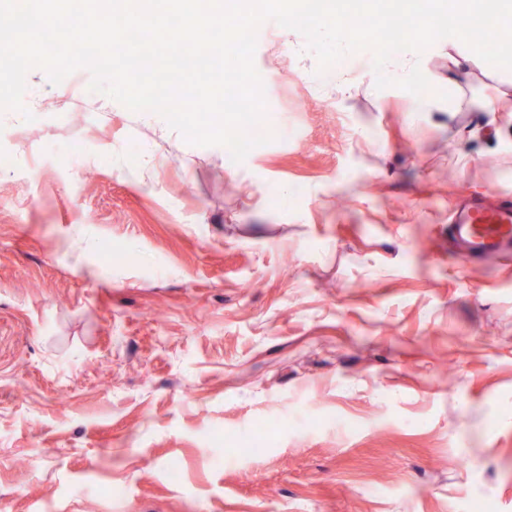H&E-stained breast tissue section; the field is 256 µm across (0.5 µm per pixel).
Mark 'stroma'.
Listing matches in <instances>:
<instances>
[{
    "label": "stroma",
    "mask_w": 512,
    "mask_h": 512,
    "mask_svg": "<svg viewBox=\"0 0 512 512\" xmlns=\"http://www.w3.org/2000/svg\"><path fill=\"white\" fill-rule=\"evenodd\" d=\"M467 51L417 56L419 110L271 26L291 134L240 163L32 68V121L0 112V512H512V257L448 235L512 196V70Z\"/></svg>",
    "instance_id": "stroma-1"
}]
</instances>
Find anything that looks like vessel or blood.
<instances>
[{
	"mask_svg": "<svg viewBox=\"0 0 512 512\" xmlns=\"http://www.w3.org/2000/svg\"><path fill=\"white\" fill-rule=\"evenodd\" d=\"M452 231L471 259L481 262L499 256L512 246V203L462 209Z\"/></svg>",
	"mask_w": 512,
	"mask_h": 512,
	"instance_id": "b4317fda",
	"label": "vessel or blood"
}]
</instances>
